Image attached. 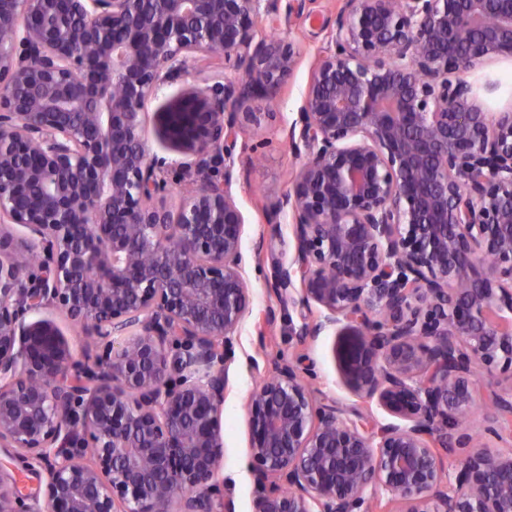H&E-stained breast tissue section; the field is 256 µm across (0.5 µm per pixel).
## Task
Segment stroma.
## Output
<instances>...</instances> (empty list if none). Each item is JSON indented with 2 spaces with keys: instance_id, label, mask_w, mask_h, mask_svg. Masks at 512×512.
<instances>
[{
  "instance_id": "stroma-1",
  "label": "stroma",
  "mask_w": 512,
  "mask_h": 512,
  "mask_svg": "<svg viewBox=\"0 0 512 512\" xmlns=\"http://www.w3.org/2000/svg\"><path fill=\"white\" fill-rule=\"evenodd\" d=\"M337 8V0H306L304 15L280 17L276 28L300 51L301 63L281 95L267 105L269 111L275 112V119L263 121L247 135L248 143L258 147L255 163H243L234 170L233 194L245 218L242 247L253 298V313L244 319L233 343L230 389L224 401V468L220 476L234 500L236 512H252L255 496L248 474L246 406L270 360L276 354L292 352L295 339L290 336L288 326L300 318V311L295 308L288 313L277 312L275 323L265 332H258L255 327L256 316L262 315L273 302L265 286L272 262L288 258L287 245L293 240L290 217L281 216L280 238L273 241L271 250L265 252L262 260H255L253 243L260 232L269 229L264 220L263 205L288 190L291 173L300 165L284 141L282 127L285 121L295 118L302 104L314 52L325 40L326 27L334 25ZM466 78L486 108L499 111L512 106V58L479 65L467 72ZM194 80V75L188 74L162 86L157 97L148 103L144 115L148 149L165 161L162 174L169 183L167 202L171 205L177 204L180 189L193 179L194 174L186 169L187 156L173 150L160 137L156 114L184 84ZM335 344L336 333L330 330L309 346L308 354L315 365L310 384L318 398L336 402L345 413L369 412V405L354 396L344 384L334 357Z\"/></svg>"
}]
</instances>
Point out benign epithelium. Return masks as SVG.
Listing matches in <instances>:
<instances>
[{
	"label": "benign epithelium",
	"mask_w": 512,
	"mask_h": 512,
	"mask_svg": "<svg viewBox=\"0 0 512 512\" xmlns=\"http://www.w3.org/2000/svg\"><path fill=\"white\" fill-rule=\"evenodd\" d=\"M279 2L0 0V447L47 474L34 508L1 469L0 512H235L224 400L252 296L232 169L251 104L300 64L262 30ZM340 2L265 209L294 240L267 288L301 314L247 405L253 512H512V448L462 429L482 387L512 417L492 316L512 311V108L464 78L512 57V0ZM199 56L214 74L158 112L199 174L172 208L143 115ZM47 308L95 357L28 319ZM338 325L345 385L391 421L313 398L305 350ZM482 433L512 441L496 417ZM41 316L52 318L59 324L65 335L74 343L78 356H81L84 350H89L90 355L92 356L95 355V338L93 336H83L80 330L73 327L66 317L59 311L47 309L41 313Z\"/></svg>",
	"instance_id": "benign-epithelium-1"
}]
</instances>
